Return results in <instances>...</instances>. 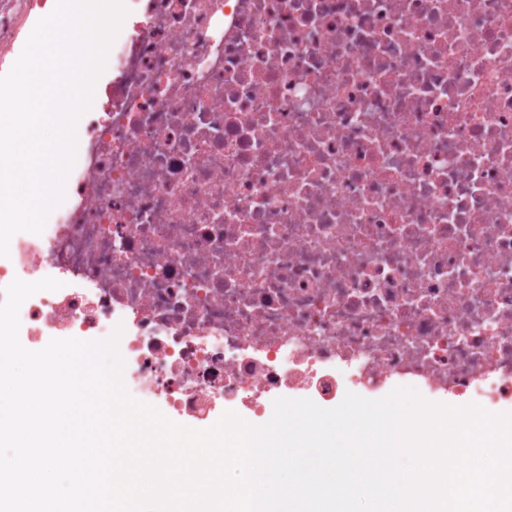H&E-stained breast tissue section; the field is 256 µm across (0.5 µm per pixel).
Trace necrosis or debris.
Returning <instances> with one entry per match:
<instances>
[{
  "instance_id": "4bbe7bcc",
  "label": "necrosis or debris",
  "mask_w": 512,
  "mask_h": 512,
  "mask_svg": "<svg viewBox=\"0 0 512 512\" xmlns=\"http://www.w3.org/2000/svg\"><path fill=\"white\" fill-rule=\"evenodd\" d=\"M70 200L0 261L196 428L413 377L512 405V0H124Z\"/></svg>"
}]
</instances>
